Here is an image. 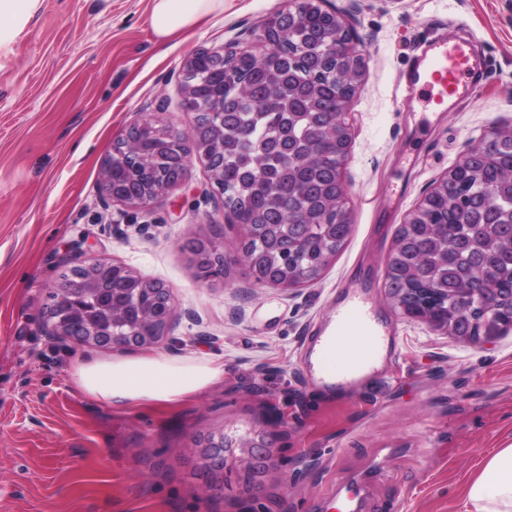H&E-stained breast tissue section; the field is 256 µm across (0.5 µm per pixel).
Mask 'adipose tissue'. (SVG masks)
<instances>
[{"label":"adipose tissue","mask_w":512,"mask_h":512,"mask_svg":"<svg viewBox=\"0 0 512 512\" xmlns=\"http://www.w3.org/2000/svg\"><path fill=\"white\" fill-rule=\"evenodd\" d=\"M43 0H0V51L9 49ZM224 0H151L150 22L158 43L199 27L223 13ZM224 380L219 359L172 358L163 354L81 358L73 371L75 386L115 411L168 408L191 400ZM464 512H512V444L482 463L465 491Z\"/></svg>","instance_id":"ef3b65f1"}]
</instances>
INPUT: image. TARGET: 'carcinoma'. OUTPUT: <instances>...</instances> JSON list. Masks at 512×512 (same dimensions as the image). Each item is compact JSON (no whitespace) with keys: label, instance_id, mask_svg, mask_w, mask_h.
Listing matches in <instances>:
<instances>
[{"label":"carcinoma","instance_id":"cac0c4a2","mask_svg":"<svg viewBox=\"0 0 512 512\" xmlns=\"http://www.w3.org/2000/svg\"><path fill=\"white\" fill-rule=\"evenodd\" d=\"M306 8L311 17L307 26L295 28L291 19L283 18L293 55L269 56L262 62L252 55L232 59L234 69L252 74V80L235 87L242 108L224 123V181L232 187L225 205L261 225L265 254H258V240L249 233L242 249L275 282L286 281L294 269L269 261L282 240L305 237L300 251L303 276L313 281L344 246L351 229V210L346 206L345 222L327 235L320 225L304 223L306 217L324 213L328 198L346 194L342 170L347 156V141L336 142V129L323 123L322 112L341 94L330 88L325 74L342 69L344 62L325 56L318 45L321 4L307 0ZM280 130L288 131L299 156H322L311 165H295L288 183L294 205L286 217L259 204V189L275 194L286 172L282 155L261 143L262 137ZM463 157L466 207L449 210L433 204L430 220L439 225L437 229L415 222L402 225L387 259L385 285L391 294L423 288L438 295L437 307L447 310L448 318L466 333L467 316L443 297L480 282L497 289L501 308L508 309L512 302V183L488 181L492 167L512 162V139L500 140L484 153L472 144Z\"/></svg>","mask_w":512,"mask_h":512}]
</instances>
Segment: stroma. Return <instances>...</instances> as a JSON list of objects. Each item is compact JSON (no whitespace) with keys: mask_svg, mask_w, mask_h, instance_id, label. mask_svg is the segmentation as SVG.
I'll return each instance as SVG.
<instances>
[{"mask_svg":"<svg viewBox=\"0 0 512 512\" xmlns=\"http://www.w3.org/2000/svg\"><path fill=\"white\" fill-rule=\"evenodd\" d=\"M352 15L364 73L347 110L343 172L353 225L314 283L254 284L208 173L140 211L106 199L100 171L135 118L185 131L179 93L196 51L249 44L287 0H225L189 35L158 45L149 0H44L0 54V512H463L483 459L512 443V331L470 344L393 304L385 266L412 211L481 134L512 127V0H330ZM470 37L484 68L474 93L435 112L401 77L416 49ZM207 237L224 274L201 279L188 245ZM116 260L171 288L172 357L223 356L224 381L180 407L118 412L72 381L90 347L45 332L49 292L72 256ZM371 285L399 355L354 387L311 383L312 331ZM235 465L207 494L205 439ZM269 442L271 466L240 465Z\"/></svg>","mask_w":512,"mask_h":512,"instance_id":"1","label":"stroma"}]
</instances>
